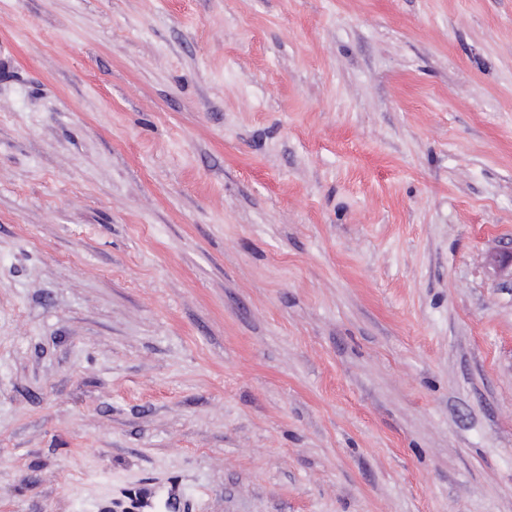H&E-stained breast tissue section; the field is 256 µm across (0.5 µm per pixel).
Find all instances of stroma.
I'll list each match as a JSON object with an SVG mask.
<instances>
[{
	"label": "stroma",
	"mask_w": 512,
	"mask_h": 512,
	"mask_svg": "<svg viewBox=\"0 0 512 512\" xmlns=\"http://www.w3.org/2000/svg\"><path fill=\"white\" fill-rule=\"evenodd\" d=\"M512 0H0V512H512Z\"/></svg>",
	"instance_id": "1"
}]
</instances>
